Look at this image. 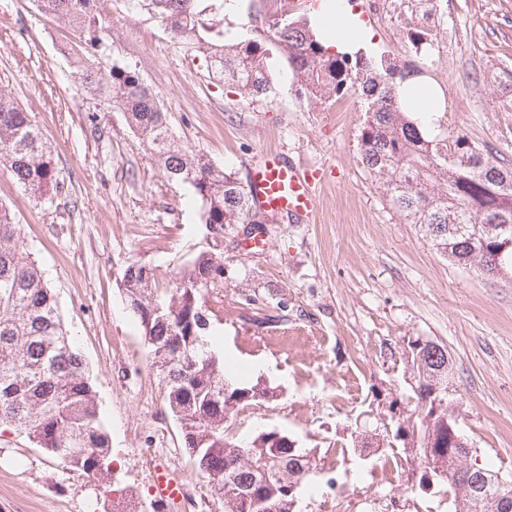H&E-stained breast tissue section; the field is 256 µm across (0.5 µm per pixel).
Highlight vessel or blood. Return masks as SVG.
I'll return each instance as SVG.
<instances>
[{"label": "vessel or blood", "instance_id": "b4317fda", "mask_svg": "<svg viewBox=\"0 0 512 512\" xmlns=\"http://www.w3.org/2000/svg\"><path fill=\"white\" fill-rule=\"evenodd\" d=\"M247 191L252 205L265 213L285 215L298 224L318 219V194L313 173L274 149L260 150L250 166ZM157 498L171 503L183 493L181 478L161 467L154 484Z\"/></svg>", "mask_w": 512, "mask_h": 512}]
</instances>
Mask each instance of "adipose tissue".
<instances>
[{
  "label": "adipose tissue",
  "mask_w": 512,
  "mask_h": 512,
  "mask_svg": "<svg viewBox=\"0 0 512 512\" xmlns=\"http://www.w3.org/2000/svg\"><path fill=\"white\" fill-rule=\"evenodd\" d=\"M313 24L327 44L335 46L336 50L354 53L371 45L370 33L358 13L352 11L348 0H323ZM400 91L411 111L417 112L426 126H434L444 109L441 92L420 77L401 85Z\"/></svg>",
  "instance_id": "adipose-tissue-1"
}]
</instances>
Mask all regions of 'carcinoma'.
I'll use <instances>...</instances> for the list:
<instances>
[{"label": "carcinoma", "instance_id": "carcinoma-1", "mask_svg": "<svg viewBox=\"0 0 512 512\" xmlns=\"http://www.w3.org/2000/svg\"><path fill=\"white\" fill-rule=\"evenodd\" d=\"M39 11L68 19L78 32L71 47L84 87L101 101L127 114L129 126L156 157L170 180L189 185L200 199L208 249L169 288L142 279L129 265L123 292L137 319L165 388L168 412L180 425L185 448L213 491L224 497V512H294L288 484H304L310 470L334 467L331 460L309 467L302 475L279 473L289 458L287 443L268 431L245 442L224 434V411L230 413L259 402L257 386L239 384L238 371L228 367L216 349L214 323L223 320L222 289L226 224H261L264 215L251 207L246 186L215 167L204 155L173 136L163 112L137 69L114 60L100 68L110 31L99 13L98 0H34ZM227 0H128L134 9L152 15L171 38L203 55L220 80L247 94L268 92L273 85L269 60L288 64L296 94L311 101L341 98L359 86L366 96L360 131L361 162L383 186L389 203L419 225L431 245L455 264L495 277L512 268V168L498 164L493 153L462 132L436 123L424 129L414 112L405 111L398 87L417 72L397 64L390 55L371 59L363 54L333 51L305 16L291 12L288 0H248V11L259 19L254 34L224 42ZM501 90L499 108L512 112V70L494 76ZM461 154L468 167L457 168L449 158ZM0 162L34 198L52 200L65 183L28 113L0 91ZM457 223L455 233L434 237V224ZM499 228L498 237L476 235V226ZM410 370L429 367L431 375L416 395L432 401L434 379L445 380L453 363L429 361L431 353L408 343ZM229 391H224V384ZM432 451L448 452V412L429 419L415 417ZM9 425L63 467L82 472L96 490L127 499L126 488L112 476V447L101 421L93 386L81 355L69 342L57 302L42 269L20 245V229L0 206V425ZM373 449L383 465L408 451L396 435L376 443L359 442L352 449ZM430 460L418 458V486L444 495L448 481L429 479ZM501 477L475 497H463L448 512H512V474L482 466Z\"/></svg>", "mask_w": 512, "mask_h": 512}]
</instances>
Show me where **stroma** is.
I'll list each match as a JSON object with an SVG mask.
<instances>
[{
  "instance_id": "35a3bbf8",
  "label": "stroma",
  "mask_w": 512,
  "mask_h": 512,
  "mask_svg": "<svg viewBox=\"0 0 512 512\" xmlns=\"http://www.w3.org/2000/svg\"><path fill=\"white\" fill-rule=\"evenodd\" d=\"M373 35L372 57L414 66L445 99L448 129L491 148L512 164V112L498 109L489 80L512 64V0H448L427 29L433 44L414 47L407 28L412 0H353ZM112 29L110 58L135 66L157 94L181 142L246 180L253 156L277 148L322 173L319 219L224 227V321L220 352L245 371L240 379L273 388L272 400L237 415L250 436L276 429L299 448L335 458L337 443L358 427H382L389 406L405 399L410 338L448 348L455 393L449 409L478 459L512 470V273L488 278L436 252L417 225L390 207L364 169L360 90L335 103L299 98L284 61L270 64L272 89L232 90L209 76L202 56L172 40L159 22L127 0H100ZM77 34L33 0H0V90L16 97L42 131L67 192L41 203L0 164V205L21 229V245L44 269L65 329L83 356L113 448L112 470L140 512H224L169 414L162 381L121 281L127 266L154 268L160 285L206 250L199 199L168 180L121 110L108 108L75 80L61 53ZM259 236L266 250H252ZM266 316L255 327L252 315ZM265 364L260 373L250 372ZM300 493L301 512L321 499L365 512L369 489L395 497L401 512H448L439 497L412 492L400 468L374 459H335ZM162 462L188 486L176 503L160 502L153 467ZM0 512H103L82 472L52 461L24 435L0 428Z\"/></svg>"
}]
</instances>
